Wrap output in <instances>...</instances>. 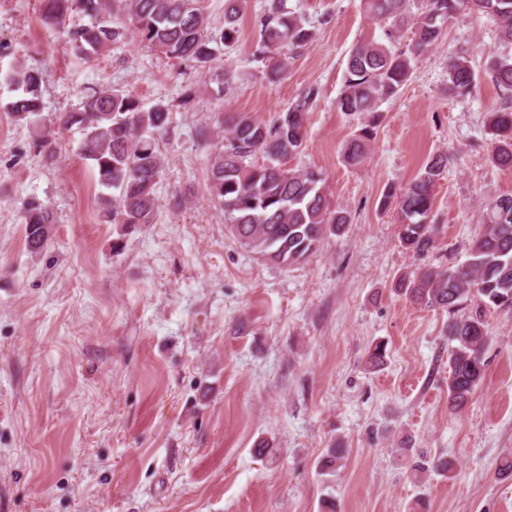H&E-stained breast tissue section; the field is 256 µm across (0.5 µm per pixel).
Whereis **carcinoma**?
<instances>
[{"instance_id":"carcinoma-1","label":"carcinoma","mask_w":512,"mask_h":512,"mask_svg":"<svg viewBox=\"0 0 512 512\" xmlns=\"http://www.w3.org/2000/svg\"><path fill=\"white\" fill-rule=\"evenodd\" d=\"M242 0H224V24L210 28L200 0H45V22L65 27L72 14L88 23L66 27L70 54L92 62L112 45L134 37L168 59L191 62L204 69L221 55L224 45L236 41ZM362 0L363 13L384 24L385 41H369L350 53L338 107L343 112H369L372 118L344 151L350 165L360 164L366 142L379 123L378 103L395 97L411 79L414 62L446 33L462 13L493 19L500 42L512 47V0ZM259 40L254 56L268 62L272 79L286 69L281 50L301 49L314 33L303 20L286 10L283 0L257 20ZM408 28L413 37L406 49L396 43ZM485 75L500 91L504 105L491 113L488 126L494 135L490 161L512 168V53H494ZM9 81L18 96L9 103L13 118L35 126L33 146L50 156L55 153L51 132L37 122L42 111V74L17 61ZM477 76L463 53L448 58V93L471 97ZM319 95L311 87L266 124L248 114L232 118L209 158L210 188L224 209V222L255 253L281 265H291L314 254L329 234L345 233L351 218L343 209L331 208L325 181L312 170H293L284 160L298 153L307 135L308 114ZM171 119L169 105L159 101L149 107L134 95L107 85L90 88L82 111L56 117L60 126L77 125L83 131L80 151L97 183L109 190L101 197L100 218L115 226L112 248L142 224L153 223L155 188L165 169L159 138ZM258 154L261 164L252 162ZM448 167V155L427 158L419 173L400 194L387 191L381 207L394 208L401 226V245L420 257L430 252L434 227L428 223L434 204L433 188ZM26 245L32 254L48 246L54 216L36 197L23 207ZM407 298L415 305L448 312V403L462 408L486 372L483 353L487 331L483 313L512 307V194L499 197L488 210L487 222L473 238L462 264L447 268H422L405 283ZM476 299L475 313L457 315L463 303Z\"/></svg>"}]
</instances>
